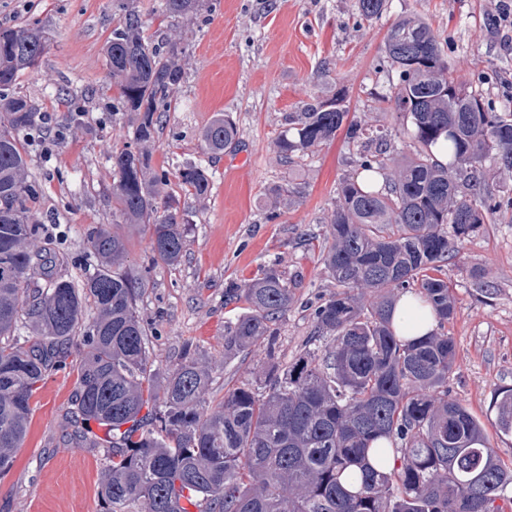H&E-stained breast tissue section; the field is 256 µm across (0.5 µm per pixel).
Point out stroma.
Listing matches in <instances>:
<instances>
[{
    "label": "stroma",
    "mask_w": 512,
    "mask_h": 512,
    "mask_svg": "<svg viewBox=\"0 0 512 512\" xmlns=\"http://www.w3.org/2000/svg\"><path fill=\"white\" fill-rule=\"evenodd\" d=\"M126 0H0V28L39 27L48 49L22 74L18 95L35 101L33 127L23 132L35 195L30 203L41 245L57 258L55 270L74 283L97 270L87 236L105 224L128 240L127 264L146 283L137 301L148 346L159 368L199 350L213 368L208 394L259 379L270 365L287 367L309 348L311 304L333 283L318 242L336 206V187L357 172L356 150L344 133L293 160L275 152L289 113L302 102L345 90L349 116L388 129L390 151L407 152L408 138L386 97L396 75L382 51L387 29L418 10L441 38L460 80L479 87L490 108L512 109V50L488 25L495 0H390L386 15L363 20L355 0H208L192 20L163 15L161 0H136L153 40L180 35L185 80L163 113L152 168L166 175L167 193L184 218L181 263H153L148 225L120 224L112 198L113 150L131 142L127 113L113 111L118 96L103 47ZM238 128L232 149L213 155L201 134L217 114ZM207 168V199L179 180L186 163ZM292 187L278 205L269 191ZM278 263L296 301L279 323L274 354L264 346L224 357V325L236 315L224 290L260 277ZM455 300L448 325L457 346L448 396L482 423L501 459L512 466V435L497 428V396L512 389V224H487L445 265ZM78 355L50 370L32 398L31 423L9 470L0 475V512H104L97 494L108 451L100 428L70 439L69 416Z\"/></svg>",
    "instance_id": "obj_1"
}]
</instances>
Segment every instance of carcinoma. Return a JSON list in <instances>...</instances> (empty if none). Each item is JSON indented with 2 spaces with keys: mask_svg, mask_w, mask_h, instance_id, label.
<instances>
[{
  "mask_svg": "<svg viewBox=\"0 0 512 512\" xmlns=\"http://www.w3.org/2000/svg\"><path fill=\"white\" fill-rule=\"evenodd\" d=\"M171 18H188L205 0H161ZM389 0H357L373 20ZM135 0L104 48L119 90L116 110L132 114L139 148L112 151V197L123 224L150 226L154 260L180 264L183 218L166 201V178L153 173L149 147L159 114L184 82L183 48L148 40ZM43 31L0 30V472L22 447L38 382L73 351L81 354L75 417L107 428L111 449L99 481L106 512H505L512 467L490 446L480 421L448 400L456 343L455 314L442 263L484 224L512 211V197L477 191L485 166L512 177V110L488 108L479 90L450 72L438 36L416 11L388 28L383 52L398 76L387 96L402 121L410 153L397 159L387 134L347 122L346 93L314 99L288 117L292 134L276 141L287 159L336 138L358 147L367 172L394 167L384 187L353 176L337 187L321 250L334 291L313 309L317 332L332 342L307 351L264 381L227 390L206 405L210 366L196 351L161 374L137 310L144 280L127 268V242L103 225L88 243L101 265L81 285L53 275L32 250L40 235L28 207L26 159L18 133L38 112L11 89L38 66ZM238 130L218 114L202 132L206 150L236 145ZM444 143L448 162L436 158ZM181 183L208 196L205 168L187 164ZM44 284H39V281ZM369 288L364 301L359 290ZM414 292L430 304L435 329L414 339L395 335L392 294ZM246 311L224 329V358L259 343L275 348L278 322L295 302L276 266L227 288ZM34 341L16 336L21 317ZM498 429L512 433V390L495 401Z\"/></svg>",
  "mask_w": 512,
  "mask_h": 512,
  "instance_id": "obj_1",
  "label": "carcinoma"
}]
</instances>
